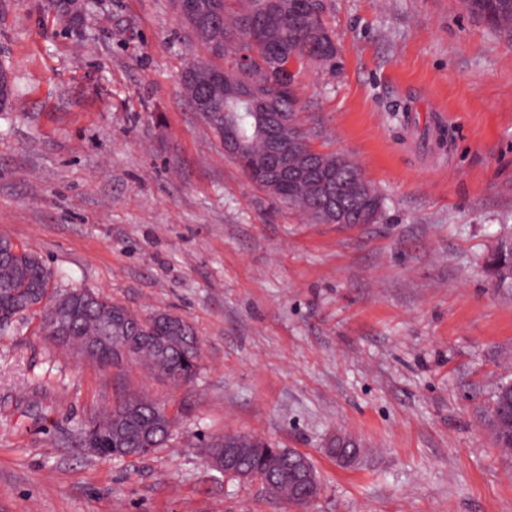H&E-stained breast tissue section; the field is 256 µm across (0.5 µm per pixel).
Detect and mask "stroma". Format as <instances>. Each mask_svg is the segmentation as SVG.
<instances>
[{
  "mask_svg": "<svg viewBox=\"0 0 512 512\" xmlns=\"http://www.w3.org/2000/svg\"><path fill=\"white\" fill-rule=\"evenodd\" d=\"M0 0V237L55 288H87L201 340L176 386L0 329V512H292L208 466L251 435L312 461L309 512H512L487 426L512 376V294L484 258L512 235V37L462 0H330L336 69L297 77L311 146L385 199L375 224H314L253 184L179 75L171 0ZM165 403L168 444L132 458L80 433L126 391ZM352 437L360 462L326 453Z\"/></svg>",
  "mask_w": 512,
  "mask_h": 512,
  "instance_id": "1",
  "label": "stroma"
}]
</instances>
